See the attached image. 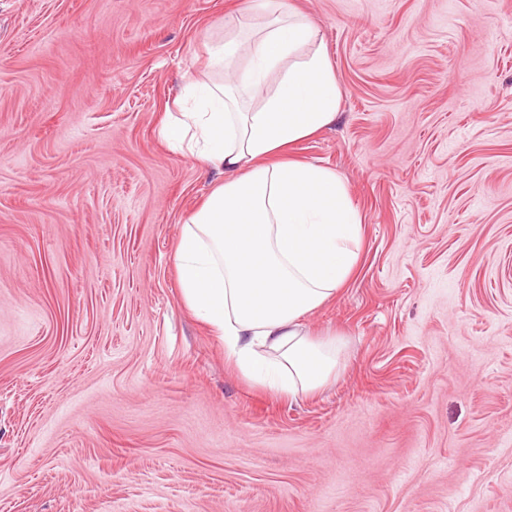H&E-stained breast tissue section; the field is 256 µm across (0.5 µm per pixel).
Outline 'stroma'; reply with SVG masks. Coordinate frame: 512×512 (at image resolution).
Returning a JSON list of instances; mask_svg holds the SVG:
<instances>
[{"label":"stroma","mask_w":512,"mask_h":512,"mask_svg":"<svg viewBox=\"0 0 512 512\" xmlns=\"http://www.w3.org/2000/svg\"><path fill=\"white\" fill-rule=\"evenodd\" d=\"M294 2L365 224L290 400L172 261L215 175L160 122L247 0H0V512H512V0Z\"/></svg>","instance_id":"35a3bbf8"}]
</instances>
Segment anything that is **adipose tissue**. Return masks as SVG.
Instances as JSON below:
<instances>
[{"label": "adipose tissue", "instance_id": "obj_1", "mask_svg": "<svg viewBox=\"0 0 512 512\" xmlns=\"http://www.w3.org/2000/svg\"><path fill=\"white\" fill-rule=\"evenodd\" d=\"M207 55V74L185 82L159 130L217 175L173 254L181 295L240 377L315 395L343 343L304 321L353 272L363 217L335 170L293 150L335 123L343 92L319 28L285 0L225 18Z\"/></svg>", "mask_w": 512, "mask_h": 512}]
</instances>
